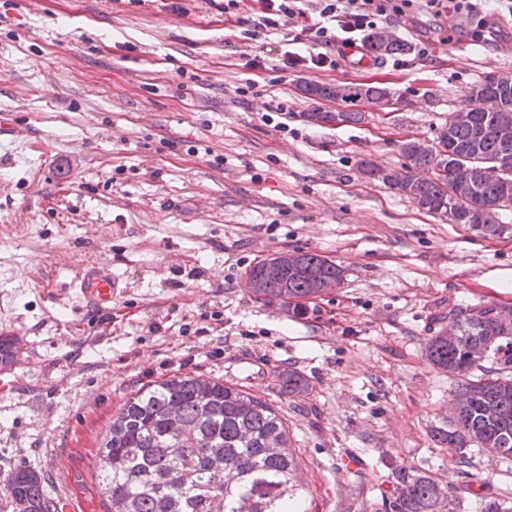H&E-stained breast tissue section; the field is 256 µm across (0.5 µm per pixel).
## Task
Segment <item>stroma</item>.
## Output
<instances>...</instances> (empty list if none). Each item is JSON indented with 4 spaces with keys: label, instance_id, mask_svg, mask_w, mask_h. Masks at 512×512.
Listing matches in <instances>:
<instances>
[{
    "label": "stroma",
    "instance_id": "35a3bbf8",
    "mask_svg": "<svg viewBox=\"0 0 512 512\" xmlns=\"http://www.w3.org/2000/svg\"><path fill=\"white\" fill-rule=\"evenodd\" d=\"M474 21L413 9L386 28L424 59L393 69L337 60L280 69L287 27L235 36L224 0H0V478L40 470L69 512H104L101 441L125 401L176 373L266 400L288 427L299 512H386L385 458L449 494L442 512H512V456L438 447L456 377L427 342L449 311L512 306V236L485 238L365 178L399 168L402 140L432 139L469 86L512 71V19L472 45ZM263 43V67L241 65ZM381 82L357 125L318 126L300 81ZM255 93H248V85ZM277 250L340 265L335 291L298 316L257 300L247 270ZM109 265L126 290L110 311L71 283ZM293 368L312 387L281 395ZM361 465L346 468L345 457Z\"/></svg>",
    "mask_w": 512,
    "mask_h": 512
}]
</instances>
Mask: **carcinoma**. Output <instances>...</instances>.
<instances>
[{
	"label": "carcinoma",
	"mask_w": 512,
	"mask_h": 512,
	"mask_svg": "<svg viewBox=\"0 0 512 512\" xmlns=\"http://www.w3.org/2000/svg\"><path fill=\"white\" fill-rule=\"evenodd\" d=\"M367 51L377 59L412 52L410 42L379 29L367 33ZM307 98L318 103L308 119L323 126L335 121L356 124L362 113L326 111L323 102L383 103L393 97L380 82L357 83L339 97L336 86L312 82ZM493 97L498 104L482 108ZM468 102L460 108L469 119L454 117L437 129L432 140L407 139L401 145L405 162L397 169L361 161L365 176L411 200L419 209L448 219L486 236H499L497 202L512 197V172L498 177L477 174L474 186L454 185L436 170L437 157L451 164L468 152L481 161L512 159V139L496 134L501 121L512 116V88L501 89L483 80L472 85ZM454 209L448 210V202ZM271 270L256 264L250 269L258 281L257 299L278 302L301 313L304 304L329 294L343 280V269L315 252L278 251ZM489 305L469 313H448L456 336L443 327L427 343L432 364L461 378L453 414L434 441L441 448L462 450L473 443L507 449L512 456V376L483 374L476 354L499 352L512 339V326L499 324ZM16 343L0 336V365L14 361ZM280 391L288 396L309 391L298 371H277ZM288 450V430L271 404L240 387L201 375L174 374L139 388L124 404L107 431L97 460V477L105 497V512H296L299 484ZM396 495L390 512H440L448 493L435 480L413 468L395 472ZM45 477L20 468L11 472L0 496L15 512H50Z\"/></svg>",
	"instance_id": "carcinoma-1"
}]
</instances>
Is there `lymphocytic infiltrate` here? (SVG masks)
Here are the masks:
<instances>
[{
  "label": "lymphocytic infiltrate",
  "instance_id": "f902f5d3",
  "mask_svg": "<svg viewBox=\"0 0 512 512\" xmlns=\"http://www.w3.org/2000/svg\"><path fill=\"white\" fill-rule=\"evenodd\" d=\"M302 0H261L256 18L248 20L244 38L255 40L261 31L287 22L288 51L283 69L325 70L333 68L335 46L352 48L364 42L368 31L393 16L406 15L413 0H318L316 15H307Z\"/></svg>",
  "mask_w": 512,
  "mask_h": 512
}]
</instances>
